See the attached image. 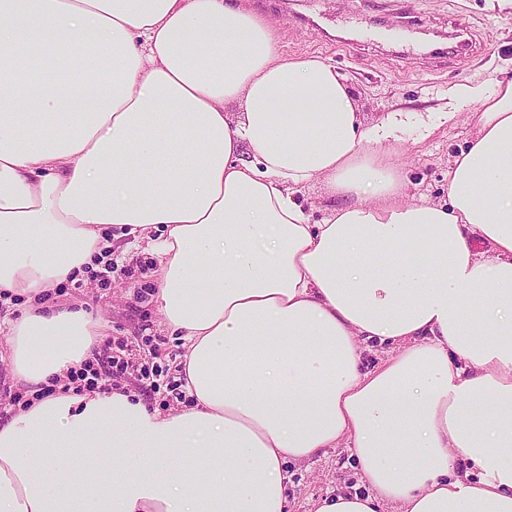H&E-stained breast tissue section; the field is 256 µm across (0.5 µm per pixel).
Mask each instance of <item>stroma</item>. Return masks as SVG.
Segmentation results:
<instances>
[{"instance_id": "stroma-1", "label": "stroma", "mask_w": 512, "mask_h": 512, "mask_svg": "<svg viewBox=\"0 0 512 512\" xmlns=\"http://www.w3.org/2000/svg\"><path fill=\"white\" fill-rule=\"evenodd\" d=\"M278 27L285 55L315 54L336 65L352 90L366 123L379 122L388 112H438L450 88L471 81L512 80V8L486 10L485 0H243ZM363 22L375 27H401L427 34L428 47L417 59H406L395 41H362L350 29ZM471 32L465 55L448 49L455 31ZM453 123L435 124L425 134L411 133L401 162L411 193L435 203L448 200V169L470 136L465 115ZM112 249L105 260L117 269L108 284L95 279L102 262L87 268L78 281L57 292L58 300L91 310L106 326L108 342L123 343L128 368L117 374L120 387L162 411L187 407L172 385L179 379L184 352L179 337L160 326L152 300L149 274L154 256L133 244L131 236L112 228ZM161 370L159 389L148 375ZM291 512H312L315 502L339 492H368L357 462L347 449L325 453L287 466Z\"/></svg>"}]
</instances>
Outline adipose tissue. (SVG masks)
Returning a JSON list of instances; mask_svg holds the SVG:
<instances>
[{"mask_svg":"<svg viewBox=\"0 0 512 512\" xmlns=\"http://www.w3.org/2000/svg\"><path fill=\"white\" fill-rule=\"evenodd\" d=\"M462 101L448 201H414L409 113L365 124L240 0H0V290L28 300L8 359L38 393L0 423V512H286L285 464L341 446L370 491L315 512H512V82L450 89L445 121ZM157 225L193 406L44 395L103 335L47 296L107 227ZM371 343L394 351L366 371ZM299 199L302 200L309 212L314 214L312 218L314 222L324 219L329 214L330 209L335 206V202L327 197L321 187L316 184L306 188L299 195Z\"/></svg>","mask_w":512,"mask_h":512,"instance_id":"adipose-tissue-1","label":"adipose tissue"}]
</instances>
